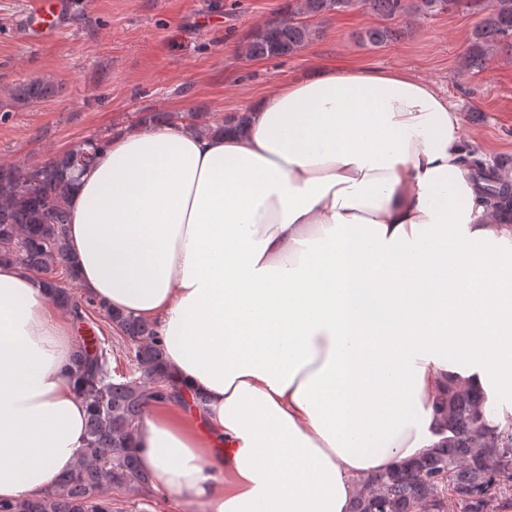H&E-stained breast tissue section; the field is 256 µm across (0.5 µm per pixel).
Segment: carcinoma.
I'll list each match as a JSON object with an SVG mask.
<instances>
[{
    "label": "carcinoma",
    "mask_w": 512,
    "mask_h": 512,
    "mask_svg": "<svg viewBox=\"0 0 512 512\" xmlns=\"http://www.w3.org/2000/svg\"><path fill=\"white\" fill-rule=\"evenodd\" d=\"M460 0H289L288 19L271 23L253 36L249 56L274 58L295 53L308 42L306 19L344 13L360 5L393 19L404 14L433 16ZM486 15L463 56L464 67L482 70L486 48L512 50V0H489ZM387 26L363 35L373 46L395 39ZM56 88L41 80L18 86L22 104L54 96ZM103 141L88 140L32 167L0 164V260H16L38 271L53 302L76 322L90 320L86 306L75 301L57 280L56 270H71L63 229L75 174L92 165ZM474 181L491 207L512 209V184L469 152ZM98 307L112 328L135 347L129 349L136 369L112 374V349L106 340L81 344L73 358L78 390L88 400L87 447L69 476L43 493L3 502L0 512H112V489L133 486L150 490L132 451L133 436L144 407L169 400L162 380L164 349L155 328L131 314ZM486 398L465 388H449L439 411L444 437L418 461L368 476L357 491L352 512H490L491 497L512 506V430L495 433L485 419Z\"/></svg>",
    "instance_id": "cac0c4a2"
}]
</instances>
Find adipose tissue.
Wrapping results in <instances>:
<instances>
[{
    "mask_svg": "<svg viewBox=\"0 0 512 512\" xmlns=\"http://www.w3.org/2000/svg\"><path fill=\"white\" fill-rule=\"evenodd\" d=\"M463 118L404 69L323 65L244 131H116L69 197L74 275L152 324L179 401L133 451L189 512H351L440 439L448 388L512 424V222L480 201ZM70 317L0 262V499L87 445Z\"/></svg>",
    "mask_w": 512,
    "mask_h": 512,
    "instance_id": "ef3b65f1",
    "label": "adipose tissue"
}]
</instances>
